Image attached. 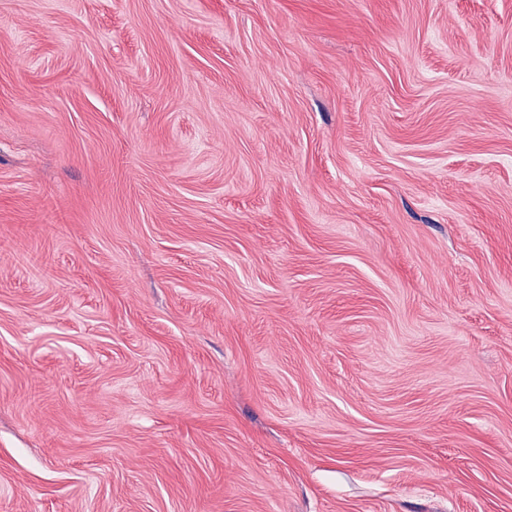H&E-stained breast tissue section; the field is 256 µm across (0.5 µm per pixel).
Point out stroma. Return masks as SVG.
<instances>
[{
	"instance_id": "1",
	"label": "stroma",
	"mask_w": 512,
	"mask_h": 512,
	"mask_svg": "<svg viewBox=\"0 0 512 512\" xmlns=\"http://www.w3.org/2000/svg\"><path fill=\"white\" fill-rule=\"evenodd\" d=\"M0 512H512V0H0Z\"/></svg>"
}]
</instances>
